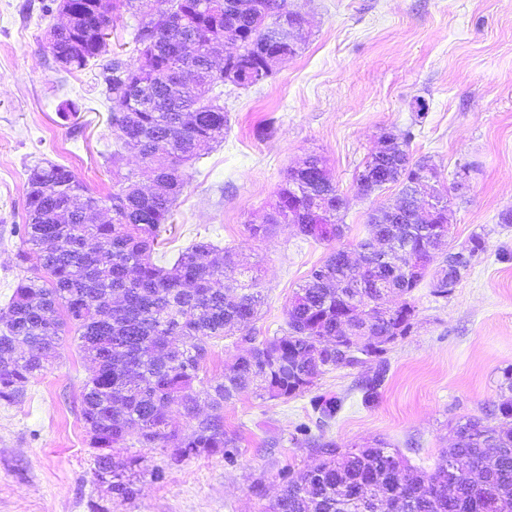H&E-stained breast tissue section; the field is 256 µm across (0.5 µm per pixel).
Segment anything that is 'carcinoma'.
Returning a JSON list of instances; mask_svg holds the SVG:
<instances>
[{"mask_svg": "<svg viewBox=\"0 0 512 512\" xmlns=\"http://www.w3.org/2000/svg\"><path fill=\"white\" fill-rule=\"evenodd\" d=\"M135 0H60L75 15V26L50 29V51L67 72L100 63L112 108V193L95 196L68 167L42 161L29 169L26 224L19 228L28 249L21 261L43 271L20 280L0 313V402H22L21 384L44 369L66 333L75 331L80 350L93 365L82 391L81 418L97 449L94 465L113 471L107 449L136 436L148 448H171L178 456L222 455L228 459L239 436L224 427V406L244 395L288 399L308 391L327 369L367 364L363 401L379 397L388 371V347L379 341L410 333L415 306L406 300L426 282L432 293H453L474 261L486 252L483 233H472L459 247L448 242L443 222L423 219L428 209L448 211V194L418 197V187L436 178L425 158H414L411 130L394 134L391 152L374 151L355 180L369 196L385 185L399 188L401 217L389 224L386 208L371 209L366 235L357 242L359 275L346 251L333 246L348 225L345 198L333 183L324 157L310 155L287 171L266 223L250 227L264 237L279 224H293L300 235L331 246L324 262L288 300L281 336L262 340L246 333L264 297L259 277L238 253L216 256L218 246L200 240L167 265L160 239L173 223L183 187V166L224 141L230 118L216 91L209 66L174 70L169 45L192 38L198 48L231 44L235 58L227 69L235 85L265 82L268 54L293 57L298 47L276 39L277 12L292 26L303 15L288 0H157L146 8ZM140 15L132 41L137 59L109 53V30L123 9ZM132 146L150 164L154 189L146 191L135 172L121 173L122 149ZM105 206L112 219L88 222ZM227 284L216 289L221 279ZM394 294L399 305L384 306ZM237 336L246 343L224 372L203 390L211 413L183 432L168 430V414L181 400L195 419L194 382L207 362L210 341ZM311 406L328 424L342 401L317 395ZM489 416H471L454 427V441L442 450L433 471L411 466L383 439L355 448L297 432L317 447L322 461L306 473L283 476L277 498L263 512H512V367L503 371L501 394Z\"/></svg>", "mask_w": 512, "mask_h": 512, "instance_id": "cac0c4a2", "label": "carcinoma"}]
</instances>
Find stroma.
<instances>
[{
	"label": "stroma",
	"instance_id": "1",
	"mask_svg": "<svg viewBox=\"0 0 512 512\" xmlns=\"http://www.w3.org/2000/svg\"><path fill=\"white\" fill-rule=\"evenodd\" d=\"M50 0H0V308L17 282L35 276L17 253L29 169L47 159L69 167L97 195L112 190L111 103L100 68L67 73L47 46L63 16ZM307 19L298 54L264 83L224 85L230 128L222 143L185 165L173 224L162 237L167 261L199 239L243 253L260 268L264 304L249 327L262 337L285 325L288 300L329 247L302 239L294 225L255 238L286 173L308 154L323 156L346 199L338 245L355 251L371 208L392 203L396 186L359 194L358 169L388 131L412 130L414 157L431 160L449 191L453 243L484 233L487 251L448 297L416 288L410 334L390 345L375 403L362 399L366 366L338 367L311 391L283 400L246 395L224 408L241 437L233 460L179 458L135 439L114 445L117 472L133 494L97 480L94 448L81 419L92 373L68 333L18 406L0 404V512H261L286 470L320 460L296 429L340 447L382 438L412 465L433 470L460 420L492 410L512 367V0H289ZM425 100L417 116L416 100ZM78 112L64 116L66 103ZM465 195L452 191L457 181ZM341 397L320 425L312 396Z\"/></svg>",
	"mask_w": 512,
	"mask_h": 512
}]
</instances>
